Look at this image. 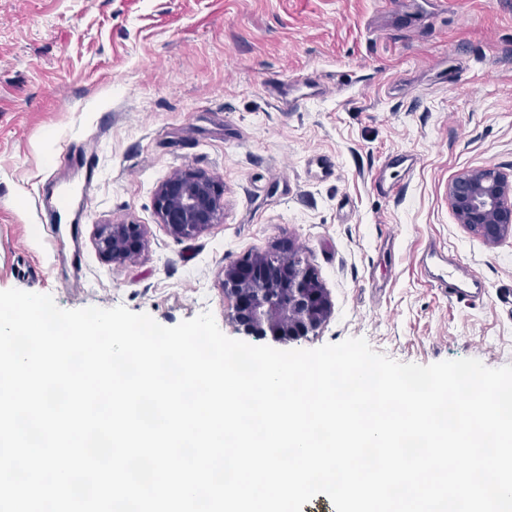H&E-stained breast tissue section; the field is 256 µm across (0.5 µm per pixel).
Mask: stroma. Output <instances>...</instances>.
Listing matches in <instances>:
<instances>
[{
    "mask_svg": "<svg viewBox=\"0 0 512 512\" xmlns=\"http://www.w3.org/2000/svg\"><path fill=\"white\" fill-rule=\"evenodd\" d=\"M71 142L98 152L93 179L60 162ZM405 153L414 168L388 167ZM484 167L512 173V0H0V290L165 327L208 312L253 345L222 269L291 247L332 314L265 345L512 365V237L487 245L448 204ZM187 168L223 185L224 218L176 241L155 190ZM65 185L74 221L53 233ZM118 222L147 229L123 264L94 243ZM433 249L483 280L481 303L438 287Z\"/></svg>",
    "mask_w": 512,
    "mask_h": 512,
    "instance_id": "obj_1",
    "label": "stroma"
}]
</instances>
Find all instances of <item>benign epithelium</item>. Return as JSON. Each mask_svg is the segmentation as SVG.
I'll list each match as a JSON object with an SVG mask.
<instances>
[{"label": "benign epithelium", "instance_id": "7a95c632", "mask_svg": "<svg viewBox=\"0 0 512 512\" xmlns=\"http://www.w3.org/2000/svg\"><path fill=\"white\" fill-rule=\"evenodd\" d=\"M224 189L210 175L192 169L170 175L156 189L155 209L166 233L190 239L224 215ZM448 204L458 223L488 245L512 235V178L493 167L468 170L448 185ZM98 252L123 264L146 247L143 224L99 225ZM224 295L232 302L231 319L251 336L280 340L315 336L331 314V301L317 274L290 255L256 252L224 266Z\"/></svg>", "mask_w": 512, "mask_h": 512}]
</instances>
